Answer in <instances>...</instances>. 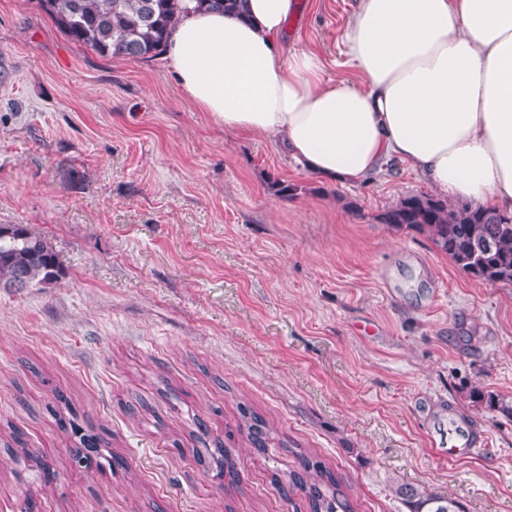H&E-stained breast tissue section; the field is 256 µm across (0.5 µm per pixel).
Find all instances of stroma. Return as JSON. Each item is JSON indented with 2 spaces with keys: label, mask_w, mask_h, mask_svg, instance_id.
I'll return each instance as SVG.
<instances>
[{
  "label": "stroma",
  "mask_w": 512,
  "mask_h": 512,
  "mask_svg": "<svg viewBox=\"0 0 512 512\" xmlns=\"http://www.w3.org/2000/svg\"><path fill=\"white\" fill-rule=\"evenodd\" d=\"M300 2L288 46L353 78L341 35L357 0ZM430 191L397 159L321 181L197 111L164 57L100 56L35 0H0V225L48 238L63 272L0 288V426L56 470L41 483L0 448V512L27 490L40 512H307L278 483L296 447L340 475L354 512H408L403 483L512 512V286L379 221ZM62 397L102 468L71 467ZM243 407L267 421L265 450L238 431ZM452 418L486 433L469 458L446 453Z\"/></svg>",
  "instance_id": "stroma-1"
}]
</instances>
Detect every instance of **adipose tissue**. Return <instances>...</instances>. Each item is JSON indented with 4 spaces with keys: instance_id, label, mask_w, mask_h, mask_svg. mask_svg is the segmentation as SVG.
I'll list each match as a JSON object with an SVG mask.
<instances>
[{
    "instance_id": "1",
    "label": "adipose tissue",
    "mask_w": 512,
    "mask_h": 512,
    "mask_svg": "<svg viewBox=\"0 0 512 512\" xmlns=\"http://www.w3.org/2000/svg\"><path fill=\"white\" fill-rule=\"evenodd\" d=\"M245 17L187 8L166 49L182 95L226 130L274 138L315 176L407 161L450 203L512 212V0H359L342 34L359 82L285 53L298 0Z\"/></svg>"
}]
</instances>
